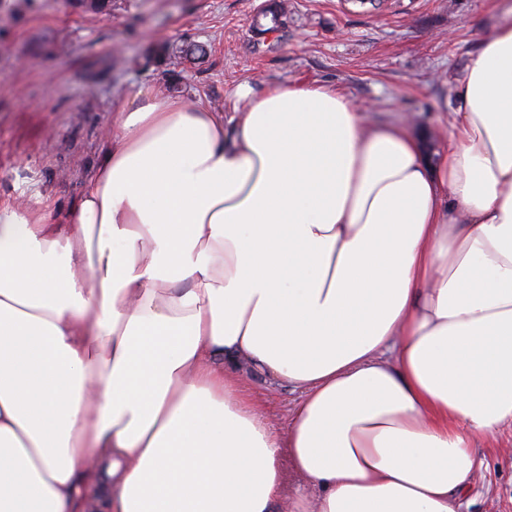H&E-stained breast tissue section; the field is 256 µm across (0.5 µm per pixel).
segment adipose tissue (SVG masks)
I'll return each mask as SVG.
<instances>
[{"label": "adipose tissue", "mask_w": 512, "mask_h": 512, "mask_svg": "<svg viewBox=\"0 0 512 512\" xmlns=\"http://www.w3.org/2000/svg\"><path fill=\"white\" fill-rule=\"evenodd\" d=\"M237 94L126 93L69 227L0 207V512H461L512 426V23L436 155L331 86ZM248 391L263 406L268 419L276 430L283 431L287 425L288 411L297 401V394L287 387H272L260 375L247 382Z\"/></svg>", "instance_id": "1"}]
</instances>
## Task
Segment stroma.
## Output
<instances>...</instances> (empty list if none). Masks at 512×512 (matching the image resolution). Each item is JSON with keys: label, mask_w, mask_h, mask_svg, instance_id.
<instances>
[{"label": "stroma", "mask_w": 512, "mask_h": 512, "mask_svg": "<svg viewBox=\"0 0 512 512\" xmlns=\"http://www.w3.org/2000/svg\"><path fill=\"white\" fill-rule=\"evenodd\" d=\"M280 13L267 34L263 12ZM502 20L495 0H110L100 13L69 0H0V203L66 223L112 132V102L179 76L187 97L227 115L239 85L293 81L341 89L372 121L448 138L453 88ZM207 46L170 65L165 48ZM248 391L277 430L297 401L251 377ZM462 512H512V428L479 444Z\"/></svg>", "instance_id": "35a3bbf8"}]
</instances>
